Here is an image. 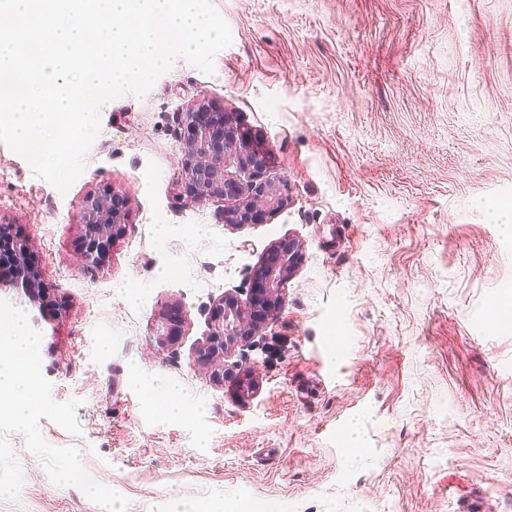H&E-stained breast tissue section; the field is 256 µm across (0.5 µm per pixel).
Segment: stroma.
Here are the masks:
<instances>
[{"label":"stroma","mask_w":512,"mask_h":512,"mask_svg":"<svg viewBox=\"0 0 512 512\" xmlns=\"http://www.w3.org/2000/svg\"><path fill=\"white\" fill-rule=\"evenodd\" d=\"M232 43L208 76L176 60L106 103L67 192L0 142V222L29 239L50 299H0L40 332L54 446L127 512H512V0H213ZM221 108L287 184L233 229L177 179L181 114ZM128 200L103 264L78 260L75 200ZM302 258L223 379L194 366L223 296L246 298L274 243ZM174 345L155 331L168 307ZM187 413L161 417L163 398ZM0 512H103L53 484L20 432ZM183 327L182 317L175 307H170L162 313L156 327V335L162 344H173L181 336Z\"/></svg>","instance_id":"obj_1"}]
</instances>
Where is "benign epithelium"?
<instances>
[{"label": "benign epithelium", "instance_id": "obj_1", "mask_svg": "<svg viewBox=\"0 0 512 512\" xmlns=\"http://www.w3.org/2000/svg\"><path fill=\"white\" fill-rule=\"evenodd\" d=\"M180 179L194 188L190 203L204 205L224 199L234 205L223 212L224 223L232 228L249 224L253 218L275 213L288 200V189L267 179L264 152L252 144L246 134L229 125L224 113L200 102L185 112L184 132L180 136ZM234 159L237 174H226L228 159ZM76 207L80 216L77 253L87 267L96 266L110 254L126 229L127 206L124 197L104 187L80 198ZM0 263H14L15 287L22 288L33 299L46 297V290L27 263L26 238L12 225H1ZM301 256L298 242L288 240L275 244L262 267L261 291L274 303L294 272ZM269 320L255 313L253 298L244 300L223 297L212 307L209 333L197 350L194 362L207 365L224 375V357L235 343L254 335ZM182 317L175 307L162 313L156 336L162 344H173L181 336Z\"/></svg>", "mask_w": 512, "mask_h": 512}]
</instances>
